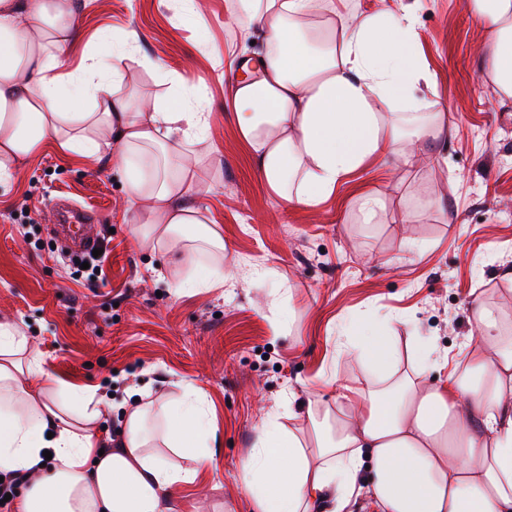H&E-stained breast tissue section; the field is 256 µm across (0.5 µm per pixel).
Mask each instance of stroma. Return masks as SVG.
I'll list each match as a JSON object with an SVG mask.
<instances>
[{
  "label": "stroma",
  "instance_id": "35a3bbf8",
  "mask_svg": "<svg viewBox=\"0 0 512 512\" xmlns=\"http://www.w3.org/2000/svg\"><path fill=\"white\" fill-rule=\"evenodd\" d=\"M415 10L417 55L436 74L420 95L450 127L443 166L368 165L317 209H284L224 110L225 52L257 50L225 0H87L73 58L107 55L125 39L126 91L153 101L173 71L190 98L205 99L218 153L204 161L198 198L224 232V253L188 264L136 241L114 159L87 171L45 149L0 189V322L29 337L53 376L99 387L105 441L124 404L200 388L218 437L201 512H253L239 469L275 408L293 407L283 424L302 436L307 408L332 401L325 376L368 379L356 357L362 325L403 354L433 344L452 364L479 333L474 304L497 309L512 334V105H500L480 75L481 33L466 0H416ZM144 58L156 74L141 68ZM363 192L384 199L377 223L359 220ZM61 199L100 216L107 254L98 287L74 280L70 253L53 247ZM213 266L223 285L185 286Z\"/></svg>",
  "mask_w": 512,
  "mask_h": 512
}]
</instances>
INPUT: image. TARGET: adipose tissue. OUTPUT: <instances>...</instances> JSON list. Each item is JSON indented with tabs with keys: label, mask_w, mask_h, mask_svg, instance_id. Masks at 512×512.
<instances>
[{
	"label": "adipose tissue",
	"mask_w": 512,
	"mask_h": 512,
	"mask_svg": "<svg viewBox=\"0 0 512 512\" xmlns=\"http://www.w3.org/2000/svg\"><path fill=\"white\" fill-rule=\"evenodd\" d=\"M469 4L481 75L512 98V0ZM77 7L0 0V183L48 145L90 167L113 156L127 169L136 239L222 252L219 225L193 200L203 172L192 155L208 141L202 103L174 74L144 108L121 90V51L112 66L88 56L71 68ZM326 7L315 24V0H227L261 43L251 61L224 60L235 126L287 209L317 206L368 163L414 165L415 144L439 166L434 146L448 135L447 117L423 112L414 94L435 74L416 56L411 10ZM474 318L480 336L439 383L426 377L431 346L416 347L418 370L402 373L387 338L368 335L358 357L375 378L352 390L325 380L336 421L314 424V448L264 421L240 472L256 512H354L362 495L374 512H512V338L494 310ZM101 404L96 388L52 376L28 338L0 323V474L22 477L15 512H175L176 493L211 469L216 432L196 389L165 401L160 434L151 404L131 406L105 452Z\"/></svg>",
	"instance_id": "adipose-tissue-1"
}]
</instances>
